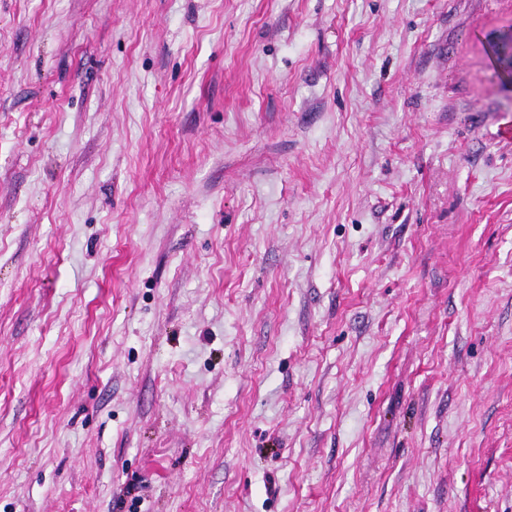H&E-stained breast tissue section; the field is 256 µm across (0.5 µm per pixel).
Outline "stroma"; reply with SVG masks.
I'll return each instance as SVG.
<instances>
[{
    "label": "stroma",
    "mask_w": 512,
    "mask_h": 512,
    "mask_svg": "<svg viewBox=\"0 0 512 512\" xmlns=\"http://www.w3.org/2000/svg\"><path fill=\"white\" fill-rule=\"evenodd\" d=\"M512 0H0V512H512Z\"/></svg>",
    "instance_id": "obj_1"
}]
</instances>
